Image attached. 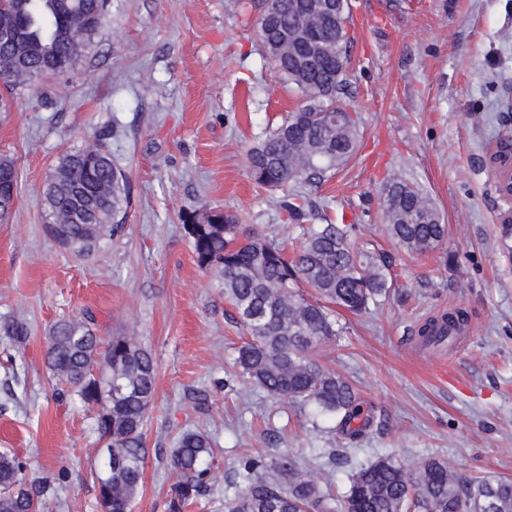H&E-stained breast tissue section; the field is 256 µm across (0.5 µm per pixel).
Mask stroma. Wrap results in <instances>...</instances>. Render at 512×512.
Returning <instances> with one entry per match:
<instances>
[{
	"label": "stroma",
	"instance_id": "stroma-1",
	"mask_svg": "<svg viewBox=\"0 0 512 512\" xmlns=\"http://www.w3.org/2000/svg\"><path fill=\"white\" fill-rule=\"evenodd\" d=\"M263 2L108 0L73 70L4 96L0 156L16 161L19 192L0 223V453L27 460L32 480L67 470L43 512H101L95 415L57 394L45 360L51 325L86 313L101 336L135 332L156 364L134 512H167L169 450L187 429L212 436L219 469L185 512H224L241 459L283 450L338 495L380 454L512 478V258L500 241L512 204L490 166L512 134V0H351L345 102L357 154L297 192L356 225L388 265L389 290L365 313L336 310L322 354L373 418L357 450L313 407L216 387L236 373L246 330L218 273L198 265L186 213L208 204L243 234L302 238L285 191L258 186L246 160L300 105L259 40ZM98 133L129 179L125 229L88 251L64 248L46 232L43 190L59 158ZM394 176L431 197L448 226L441 247L413 253L389 235L379 191ZM456 308L468 314L460 336L423 347L420 325ZM330 449L342 464L330 465Z\"/></svg>",
	"mask_w": 512,
	"mask_h": 512
}]
</instances>
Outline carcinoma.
Instances as JSON below:
<instances>
[{"mask_svg":"<svg viewBox=\"0 0 512 512\" xmlns=\"http://www.w3.org/2000/svg\"><path fill=\"white\" fill-rule=\"evenodd\" d=\"M106 0H6L0 28L15 38L0 42V78L19 83L72 70L101 29ZM316 0H278L277 13L263 12L258 28L265 39L284 41L307 24ZM275 70L303 96V104L247 151L250 174L263 187L286 189L318 184L347 164L357 147L356 126L328 125L331 106L343 105L346 78H333L328 64L307 71L289 54L271 56ZM388 232L409 251L442 244L447 225L431 199L400 177L381 192ZM130 200L125 173L112 163L103 138L60 158L43 191L47 231L62 247L89 251L108 233L123 230ZM324 223L308 229L293 255L267 239H239L235 217L203 205L187 214L200 267L218 270L224 296L238 311L249 340L238 349L241 384L294 405L314 406L332 417L334 434L350 442L366 435L360 398L345 378L319 361L336 336L328 305L360 313L387 288L370 252L351 242L352 224ZM466 320L458 311L423 325L426 346L454 338ZM46 364L96 413L105 448L92 475L102 512H132L143 489V425L156 391L151 353L135 336L98 335L92 319L64 318L47 336ZM215 450L209 435L186 430L170 449L177 481L167 512H184L214 479ZM28 463L0 453V512H39L44 488L27 479ZM234 491L224 495V512H481L492 496L496 512H512V480L476 481L429 459L414 468L379 456L359 465L337 500L290 454L247 457L236 472Z\"/></svg>","mask_w":512,"mask_h":512,"instance_id":"1","label":"carcinoma"}]
</instances>
